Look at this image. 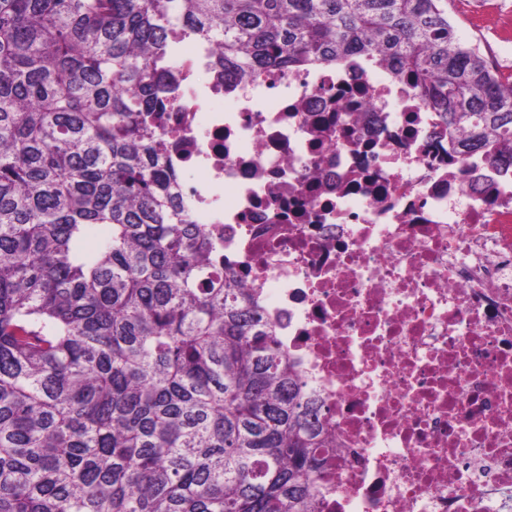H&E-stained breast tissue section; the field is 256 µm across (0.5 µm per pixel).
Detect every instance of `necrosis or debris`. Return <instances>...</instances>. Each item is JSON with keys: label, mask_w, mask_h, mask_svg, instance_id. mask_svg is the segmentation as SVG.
<instances>
[{"label": "necrosis or debris", "mask_w": 512, "mask_h": 512, "mask_svg": "<svg viewBox=\"0 0 512 512\" xmlns=\"http://www.w3.org/2000/svg\"><path fill=\"white\" fill-rule=\"evenodd\" d=\"M216 56L175 57L168 161L336 435L320 512H512V164L364 58Z\"/></svg>", "instance_id": "necrosis-or-debris-1"}]
</instances>
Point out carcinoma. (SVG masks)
<instances>
[{
  "label": "carcinoma",
  "mask_w": 512,
  "mask_h": 512,
  "mask_svg": "<svg viewBox=\"0 0 512 512\" xmlns=\"http://www.w3.org/2000/svg\"><path fill=\"white\" fill-rule=\"evenodd\" d=\"M175 36L231 88L367 56L512 145L447 0H0V512H315L336 437L165 163Z\"/></svg>",
  "instance_id": "carcinoma-1"
}]
</instances>
